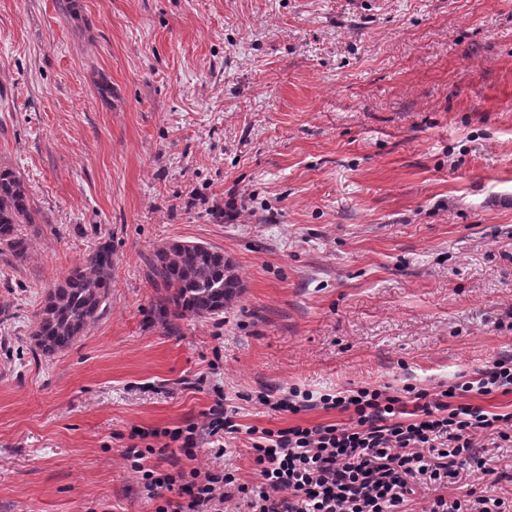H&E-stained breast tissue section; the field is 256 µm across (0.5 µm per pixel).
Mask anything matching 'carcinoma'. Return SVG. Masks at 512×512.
<instances>
[{
  "instance_id": "1",
  "label": "carcinoma",
  "mask_w": 512,
  "mask_h": 512,
  "mask_svg": "<svg viewBox=\"0 0 512 512\" xmlns=\"http://www.w3.org/2000/svg\"><path fill=\"white\" fill-rule=\"evenodd\" d=\"M24 182L0 168V256L15 264L26 261L30 240L23 227L38 223ZM112 239L103 237L86 260L72 267L49 289L34 314L35 350L52 356L70 349L107 309L113 282ZM148 278L158 292L156 309L170 333L185 319H208L224 312L240 292L241 282L224 253L197 242L160 244L148 263Z\"/></svg>"
}]
</instances>
